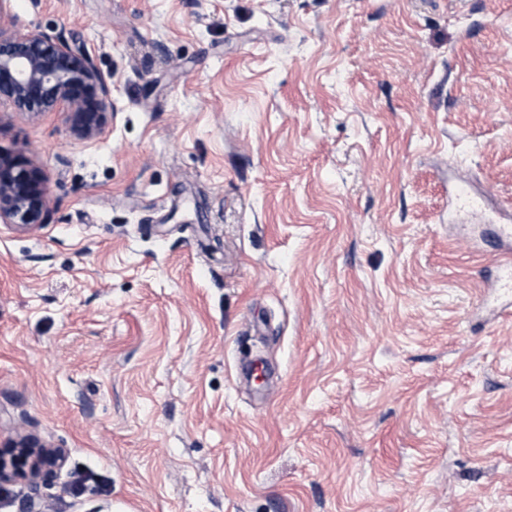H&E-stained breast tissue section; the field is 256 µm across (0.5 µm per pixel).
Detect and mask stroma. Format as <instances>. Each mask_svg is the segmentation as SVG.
<instances>
[{
	"mask_svg": "<svg viewBox=\"0 0 512 512\" xmlns=\"http://www.w3.org/2000/svg\"><path fill=\"white\" fill-rule=\"evenodd\" d=\"M112 79L0 103V512H512V0H9ZM473 205L450 202L457 176ZM48 199L38 168L23 153L0 150V223L28 229L48 222ZM4 448H0V488L23 481L36 494L44 475L60 470L66 461L64 449L49 447L29 436L17 437Z\"/></svg>",
	"mask_w": 512,
	"mask_h": 512,
	"instance_id": "1",
	"label": "stroma"
}]
</instances>
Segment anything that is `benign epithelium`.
Instances as JSON below:
<instances>
[{"mask_svg":"<svg viewBox=\"0 0 512 512\" xmlns=\"http://www.w3.org/2000/svg\"><path fill=\"white\" fill-rule=\"evenodd\" d=\"M0 0V101L18 112H67L80 139L105 132L112 109L110 78L90 54L61 34L12 31ZM48 199L38 168L24 154L0 151V223L28 229L48 222ZM65 450L20 436L0 448V487L18 481L38 492L45 474L60 470Z\"/></svg>","mask_w":512,"mask_h":512,"instance_id":"benign-epithelium-1","label":"benign epithelium"}]
</instances>
